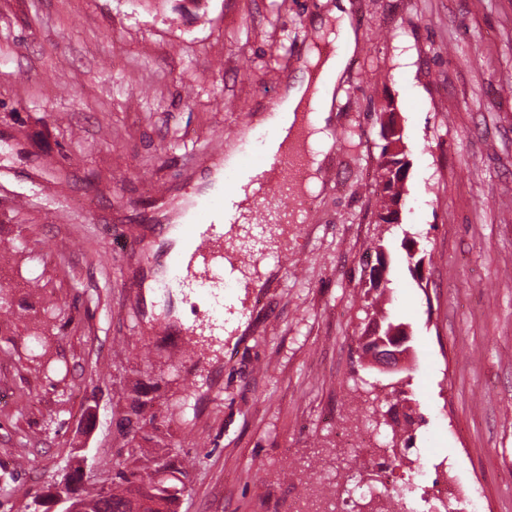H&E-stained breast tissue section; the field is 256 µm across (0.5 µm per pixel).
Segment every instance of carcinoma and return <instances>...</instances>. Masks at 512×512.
<instances>
[{
  "instance_id": "obj_1",
  "label": "carcinoma",
  "mask_w": 512,
  "mask_h": 512,
  "mask_svg": "<svg viewBox=\"0 0 512 512\" xmlns=\"http://www.w3.org/2000/svg\"><path fill=\"white\" fill-rule=\"evenodd\" d=\"M383 138L380 167L384 170L379 184L384 199L382 221H387L391 206L399 201L402 194L403 177L392 171V167L401 163L397 144L401 136L397 135L392 113L379 109ZM406 337L404 324L385 318L376 326L368 344L378 339L392 341V337ZM147 404L139 396L131 397L129 411L120 421L123 428H134L146 422H154L156 415L146 413ZM187 476L186 469L178 455L140 452L118 463L109 486L98 484L91 475L76 473V489L81 501L87 503L90 512H175V505L183 491L179 486L180 477Z\"/></svg>"
}]
</instances>
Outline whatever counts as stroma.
Here are the masks:
<instances>
[{
    "instance_id": "35a3bbf8",
    "label": "stroma",
    "mask_w": 512,
    "mask_h": 512,
    "mask_svg": "<svg viewBox=\"0 0 512 512\" xmlns=\"http://www.w3.org/2000/svg\"><path fill=\"white\" fill-rule=\"evenodd\" d=\"M348 2L360 47L310 219L289 225L245 330L197 354L161 331L181 325L179 296L148 287L162 255L112 238L155 250L219 166L210 148L244 143L322 46L324 0H0V512L82 463L108 483L141 446L193 460L177 512H291L317 475L341 500L376 483L338 440L362 431L412 436L392 481L416 500L450 476L512 512V0ZM388 104L409 162L397 224L378 218ZM385 315L412 336L395 373L361 349ZM33 334L60 375L31 359ZM136 387L157 418L123 433ZM403 403L422 419L395 434Z\"/></svg>"
}]
</instances>
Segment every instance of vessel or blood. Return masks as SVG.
Listing matches in <instances>:
<instances>
[{"label": "vessel or blood", "mask_w": 512, "mask_h": 512, "mask_svg": "<svg viewBox=\"0 0 512 512\" xmlns=\"http://www.w3.org/2000/svg\"><path fill=\"white\" fill-rule=\"evenodd\" d=\"M314 117V111H307L304 123L281 147L275 144L278 124L270 122L258 145L242 152L232 182L250 192L252 208L230 216L224 198L196 196L186 223L162 226V236L181 242L168 256L167 280L170 287L183 290L185 298L203 303L198 313L200 327L223 330L215 313L224 304L226 289L254 288V281L243 278L241 271L245 264L266 259V231L307 222L298 187L305 181L308 124Z\"/></svg>", "instance_id": "1"}]
</instances>
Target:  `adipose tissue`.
<instances>
[{
    "mask_svg": "<svg viewBox=\"0 0 512 512\" xmlns=\"http://www.w3.org/2000/svg\"><path fill=\"white\" fill-rule=\"evenodd\" d=\"M314 26L320 32L338 39L341 48L336 54L321 60L317 59L316 56H309L306 68L299 70L295 78L290 81L288 87L284 90L279 110L283 122H293L300 104L305 98H312L316 120L311 128L309 137L314 147V151L310 156L309 167L315 172V170L319 169L324 153L329 146L325 127L329 117L335 86L328 83L323 85L319 91H312L308 69L320 64L323 65L324 69L332 71L334 74H342L359 46V35L353 26L347 0H338L337 4L331 7L327 15L318 17L315 20Z\"/></svg>",
    "mask_w": 512,
    "mask_h": 512,
    "instance_id": "adipose-tissue-1",
    "label": "adipose tissue"
}]
</instances>
